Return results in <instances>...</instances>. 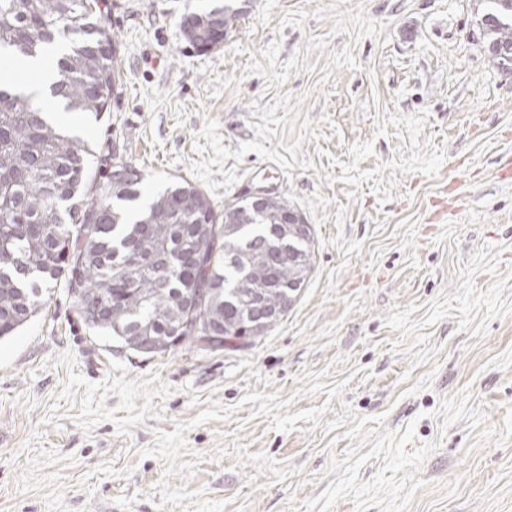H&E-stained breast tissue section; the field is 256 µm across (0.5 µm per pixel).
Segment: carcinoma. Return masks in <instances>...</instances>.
Instances as JSON below:
<instances>
[{
    "label": "carcinoma",
    "instance_id": "1",
    "mask_svg": "<svg viewBox=\"0 0 512 512\" xmlns=\"http://www.w3.org/2000/svg\"><path fill=\"white\" fill-rule=\"evenodd\" d=\"M105 0H0V53L34 56L58 38L68 40L57 91L66 109L99 119L120 77L117 45L103 22ZM496 17L484 44H512V0H485ZM85 141L29 98L0 87V339L41 310L49 283L64 281L88 327L112 333L138 350L149 337L154 352L196 345L208 323L224 327V341L262 336L254 298L290 311L313 270L270 259L301 250L280 240L279 198L255 214L240 200L235 212L216 210L204 191L184 179L153 196L136 215L126 203L143 180L109 146L107 173L89 165ZM129 168L130 181L113 185L112 167Z\"/></svg>",
    "mask_w": 512,
    "mask_h": 512
}]
</instances>
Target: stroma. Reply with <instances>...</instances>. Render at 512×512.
Wrapping results in <instances>:
<instances>
[{"mask_svg":"<svg viewBox=\"0 0 512 512\" xmlns=\"http://www.w3.org/2000/svg\"><path fill=\"white\" fill-rule=\"evenodd\" d=\"M108 0L100 120L142 197L259 188L314 270L243 349L142 354L64 284L0 340V512H512V73L480 0H241L199 53L183 14Z\"/></svg>","mask_w":512,"mask_h":512,"instance_id":"1","label":"stroma"}]
</instances>
